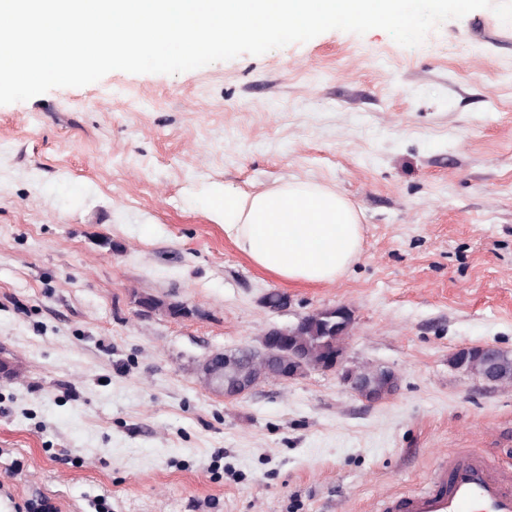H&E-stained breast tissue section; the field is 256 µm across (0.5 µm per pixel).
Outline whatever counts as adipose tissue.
Returning <instances> with one entry per match:
<instances>
[{"label": "adipose tissue", "mask_w": 512, "mask_h": 512, "mask_svg": "<svg viewBox=\"0 0 512 512\" xmlns=\"http://www.w3.org/2000/svg\"><path fill=\"white\" fill-rule=\"evenodd\" d=\"M211 211L253 264L284 281H334L361 252L358 211L313 182L256 193L228 188L213 198Z\"/></svg>", "instance_id": "obj_1"}]
</instances>
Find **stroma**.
Listing matches in <instances>:
<instances>
[{"instance_id":"35a3bbf8","label":"stroma","mask_w":512,"mask_h":512,"mask_svg":"<svg viewBox=\"0 0 512 512\" xmlns=\"http://www.w3.org/2000/svg\"><path fill=\"white\" fill-rule=\"evenodd\" d=\"M290 181L360 212L330 283L261 270L212 216ZM287 293L285 311L266 308ZM151 295L189 310L142 314ZM344 305L350 363L227 400L216 351ZM512 353V24L449 19L404 47L324 32L179 74L113 71L0 105V512H375L457 454L512 466V386L454 369ZM345 352H334L325 371L336 372L342 384L354 394L369 403H380L389 394H382L379 391H369L367 383L359 375L356 367L347 365Z\"/></svg>"}]
</instances>
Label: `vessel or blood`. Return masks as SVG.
Instances as JSON below:
<instances>
[{"instance_id":"1","label":"vessel or blood","mask_w":512,"mask_h":512,"mask_svg":"<svg viewBox=\"0 0 512 512\" xmlns=\"http://www.w3.org/2000/svg\"><path fill=\"white\" fill-rule=\"evenodd\" d=\"M376 512H512V477L486 458L459 456L413 493L381 500Z\"/></svg>"}]
</instances>
